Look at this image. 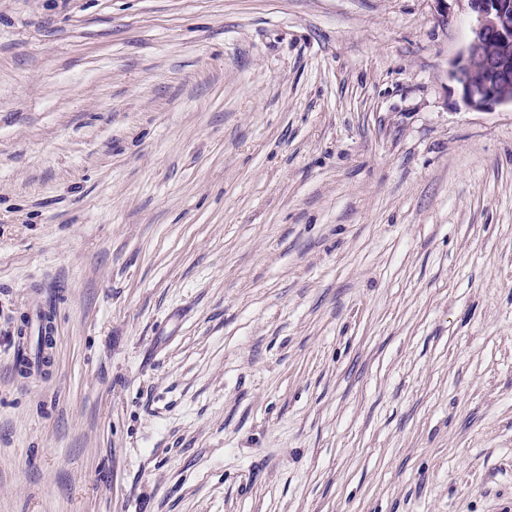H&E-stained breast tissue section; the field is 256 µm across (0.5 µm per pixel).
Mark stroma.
I'll list each match as a JSON object with an SVG mask.
<instances>
[{
	"label": "stroma",
	"instance_id": "1",
	"mask_svg": "<svg viewBox=\"0 0 512 512\" xmlns=\"http://www.w3.org/2000/svg\"><path fill=\"white\" fill-rule=\"evenodd\" d=\"M473 23L0 0V512H512V108L451 77Z\"/></svg>",
	"mask_w": 512,
	"mask_h": 512
}]
</instances>
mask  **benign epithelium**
I'll return each mask as SVG.
<instances>
[{
    "instance_id": "1",
    "label": "benign epithelium",
    "mask_w": 512,
    "mask_h": 512,
    "mask_svg": "<svg viewBox=\"0 0 512 512\" xmlns=\"http://www.w3.org/2000/svg\"><path fill=\"white\" fill-rule=\"evenodd\" d=\"M476 23L452 78L475 110L512 106V0H467Z\"/></svg>"
}]
</instances>
